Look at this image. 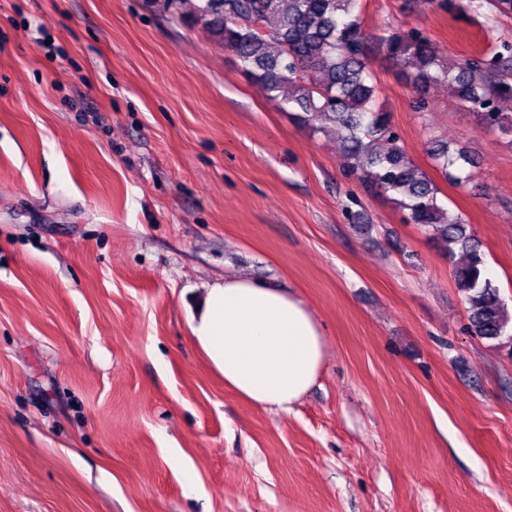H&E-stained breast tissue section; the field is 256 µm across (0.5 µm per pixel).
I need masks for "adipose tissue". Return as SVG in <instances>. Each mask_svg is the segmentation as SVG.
<instances>
[{"label": "adipose tissue", "instance_id": "1", "mask_svg": "<svg viewBox=\"0 0 512 512\" xmlns=\"http://www.w3.org/2000/svg\"><path fill=\"white\" fill-rule=\"evenodd\" d=\"M189 331L226 387L277 412L290 411L309 391L325 355L320 324L306 304L246 276L207 288Z\"/></svg>", "mask_w": 512, "mask_h": 512}]
</instances>
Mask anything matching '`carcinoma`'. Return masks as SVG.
I'll use <instances>...</instances> for the list:
<instances>
[{
  "label": "carcinoma",
  "instance_id": "carcinoma-1",
  "mask_svg": "<svg viewBox=\"0 0 512 512\" xmlns=\"http://www.w3.org/2000/svg\"><path fill=\"white\" fill-rule=\"evenodd\" d=\"M212 2L190 7L268 98L288 105L306 128L340 133L351 174L368 190L390 195L407 223L449 245L448 256L460 246L464 260L452 271L467 304L468 331L512 343V312L486 275L485 253L466 220L440 202L436 184L400 145L371 68L377 54L401 63L399 77L416 94L418 112L427 111L430 91L446 86L485 130L507 134L512 114L498 106L512 98L506 63L469 58L450 67L416 29L388 22L366 30L360 0H221L220 9ZM426 147L446 181L463 186L471 179L474 162L465 149L451 150L434 136Z\"/></svg>",
  "mask_w": 512,
  "mask_h": 512
}]
</instances>
